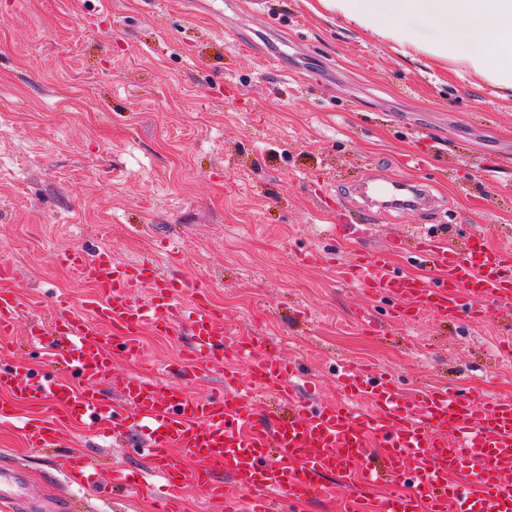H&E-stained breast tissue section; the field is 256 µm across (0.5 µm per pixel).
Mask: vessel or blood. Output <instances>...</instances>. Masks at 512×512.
Returning a JSON list of instances; mask_svg holds the SVG:
<instances>
[{
	"mask_svg": "<svg viewBox=\"0 0 512 512\" xmlns=\"http://www.w3.org/2000/svg\"><path fill=\"white\" fill-rule=\"evenodd\" d=\"M408 184L389 180L381 192L396 211L423 210L425 191L403 198ZM408 253L419 274H404L391 256ZM64 264L94 283L96 295L85 314L55 317L52 329L33 323L28 338L63 336L54 348L58 375L39 378L29 370L0 369V390L34 405L78 410L92 431L123 435L127 426L100 388L112 371L114 351L137 355L136 336L144 326L162 333L176 321L188 328L189 367L158 384L129 378L121 401L142 425L137 442L168 490L204 489L224 503V512H299L325 494L329 477H352L356 486L340 500L339 512H512V399L461 394L432 385L409 400L391 378L368 365L342 364L345 400L311 404L296 400L295 368L270 350L266 337L243 331L225 319L204 285L161 273L157 263H128L99 251L93 258L72 252ZM347 278L367 296L389 300L394 320L409 324L422 313L450 320L478 319L486 306L512 307V248L491 246L472 232L465 246L446 236L416 232L393 238L389 248L358 255ZM151 288L154 302L143 305L139 287ZM20 317L13 292L0 291V338L12 335ZM217 376L218 388L202 395L186 384ZM81 379L74 388L73 379ZM266 397L284 402L287 416L260 417L253 405ZM29 443L39 446L58 433L54 416L29 422ZM196 468L187 469L183 460ZM466 472L465 484L451 474ZM225 482H218L217 474ZM384 483L388 493L373 488Z\"/></svg>",
	"mask_w": 512,
	"mask_h": 512,
	"instance_id": "obj_1",
	"label": "vessel or blood"
}]
</instances>
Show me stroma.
<instances>
[{"label":"stroma","mask_w":512,"mask_h":512,"mask_svg":"<svg viewBox=\"0 0 512 512\" xmlns=\"http://www.w3.org/2000/svg\"><path fill=\"white\" fill-rule=\"evenodd\" d=\"M429 165L407 166L414 153ZM427 185L435 209L375 214L354 195L368 174ZM347 224H370L355 240ZM479 231L512 246V92L446 59L370 36L318 0H0V261L21 316L0 367L56 370L26 342L30 320L85 309L94 289L60 253L111 250L156 260L243 330L277 338L281 358L344 400L336 367L369 362L401 394L445 384L512 398V310L474 323L396 322L341 269L413 226ZM367 310L378 330L361 326ZM188 339L144 331V354L114 355L103 392L168 379ZM56 448L0 424V490L34 512L64 496L86 512H152L149 493L120 496L116 469L148 467L135 441L72 420ZM83 454L85 490L59 463Z\"/></svg>","instance_id":"stroma-1"}]
</instances>
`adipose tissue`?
<instances>
[{
  "instance_id": "1",
  "label": "adipose tissue",
  "mask_w": 512,
  "mask_h": 512,
  "mask_svg": "<svg viewBox=\"0 0 512 512\" xmlns=\"http://www.w3.org/2000/svg\"><path fill=\"white\" fill-rule=\"evenodd\" d=\"M370 34L403 41L392 16L415 13L443 28L445 40L413 51L448 59L478 80L512 90V0H319Z\"/></svg>"
}]
</instances>
